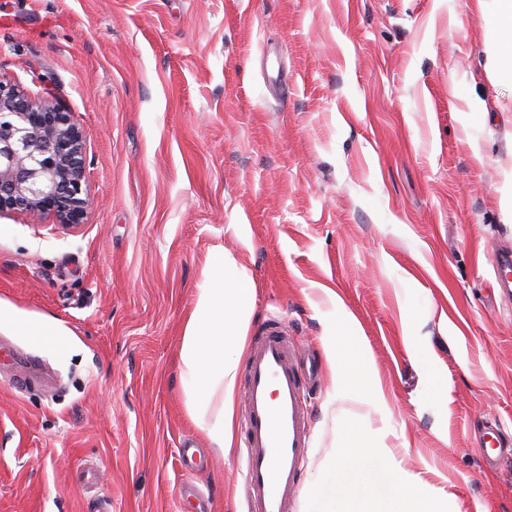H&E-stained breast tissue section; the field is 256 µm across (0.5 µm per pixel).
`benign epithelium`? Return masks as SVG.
I'll return each mask as SVG.
<instances>
[{
  "instance_id": "7a95c632",
  "label": "benign epithelium",
  "mask_w": 512,
  "mask_h": 512,
  "mask_svg": "<svg viewBox=\"0 0 512 512\" xmlns=\"http://www.w3.org/2000/svg\"><path fill=\"white\" fill-rule=\"evenodd\" d=\"M83 136L72 115L0 78V212L54 213L79 223L90 205Z\"/></svg>"
}]
</instances>
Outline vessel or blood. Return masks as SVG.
I'll return each mask as SVG.
<instances>
[{
  "instance_id": "vessel-or-blood-1",
  "label": "vessel or blood",
  "mask_w": 512,
  "mask_h": 512,
  "mask_svg": "<svg viewBox=\"0 0 512 512\" xmlns=\"http://www.w3.org/2000/svg\"><path fill=\"white\" fill-rule=\"evenodd\" d=\"M319 378L286 322L250 338L241 435L248 512H293L309 448L307 397Z\"/></svg>"
}]
</instances>
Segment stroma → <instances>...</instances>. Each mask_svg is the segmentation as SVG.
I'll return each instance as SVG.
<instances>
[{
	"label": "stroma",
	"mask_w": 512,
	"mask_h": 512,
	"mask_svg": "<svg viewBox=\"0 0 512 512\" xmlns=\"http://www.w3.org/2000/svg\"><path fill=\"white\" fill-rule=\"evenodd\" d=\"M489 65L475 0H0V78L71 113L92 198L71 227L0 213L21 357L0 512H247L242 446L212 448L179 371L217 244L253 276V324L283 318L322 367L351 313L387 396L312 393L295 512L349 433L415 477L416 512H512V454L481 458L486 421L512 433V84Z\"/></svg>",
	"instance_id": "1"
}]
</instances>
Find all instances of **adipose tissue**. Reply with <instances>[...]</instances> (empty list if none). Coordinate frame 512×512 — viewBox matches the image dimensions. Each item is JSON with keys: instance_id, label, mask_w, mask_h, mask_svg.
Listing matches in <instances>:
<instances>
[{"instance_id": "obj_1", "label": "adipose tissue", "mask_w": 512, "mask_h": 512, "mask_svg": "<svg viewBox=\"0 0 512 512\" xmlns=\"http://www.w3.org/2000/svg\"><path fill=\"white\" fill-rule=\"evenodd\" d=\"M488 28L486 49L492 60V81L512 83V56L503 44L512 42V0H476ZM254 311L253 279L235 254L216 248L196 288V297L182 336L179 361L182 389L189 412L213 447L232 445V413L239 367L235 355L243 343ZM354 319L342 314L330 339L336 369L337 394L353 389L348 371L357 364L355 347L344 334ZM411 479L374 454L362 442L351 441L340 461L315 490L313 512H414Z\"/></svg>"}]
</instances>
